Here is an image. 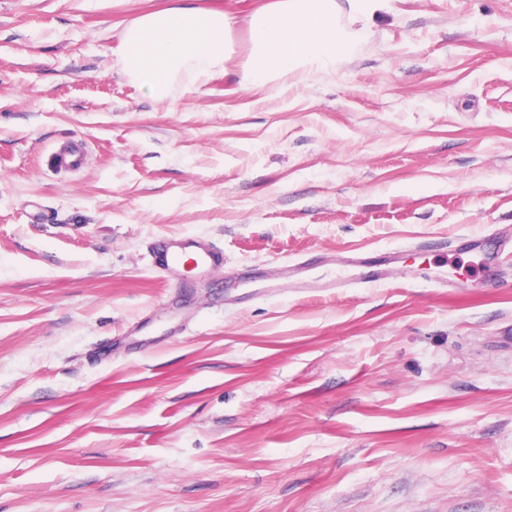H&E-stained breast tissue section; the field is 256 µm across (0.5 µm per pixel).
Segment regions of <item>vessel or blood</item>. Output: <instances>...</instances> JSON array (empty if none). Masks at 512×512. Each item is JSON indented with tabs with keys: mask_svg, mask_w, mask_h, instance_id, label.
<instances>
[{
	"mask_svg": "<svg viewBox=\"0 0 512 512\" xmlns=\"http://www.w3.org/2000/svg\"><path fill=\"white\" fill-rule=\"evenodd\" d=\"M153 255L157 264L170 273H179L182 267L189 266L200 278L224 263L222 250L204 236L163 237Z\"/></svg>",
	"mask_w": 512,
	"mask_h": 512,
	"instance_id": "1",
	"label": "vessel or blood"
}]
</instances>
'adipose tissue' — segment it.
I'll return each mask as SVG.
<instances>
[{"mask_svg": "<svg viewBox=\"0 0 512 512\" xmlns=\"http://www.w3.org/2000/svg\"><path fill=\"white\" fill-rule=\"evenodd\" d=\"M233 24L196 0L134 15L119 33L122 70L144 93L164 98L180 74L204 77L223 67ZM248 30L247 92L295 68L335 70L353 37L336 22V0H270L250 16Z\"/></svg>", "mask_w": 512, "mask_h": 512, "instance_id": "adipose-tissue-1", "label": "adipose tissue"}]
</instances>
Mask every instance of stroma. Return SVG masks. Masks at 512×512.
I'll return each instance as SVG.
<instances>
[{
	"label": "stroma",
	"instance_id": "obj_1",
	"mask_svg": "<svg viewBox=\"0 0 512 512\" xmlns=\"http://www.w3.org/2000/svg\"><path fill=\"white\" fill-rule=\"evenodd\" d=\"M200 2L232 52L157 100L117 32L169 0H0V512H512V0L248 93L264 0ZM175 234L223 266L164 281Z\"/></svg>",
	"mask_w": 512,
	"mask_h": 512
}]
</instances>
